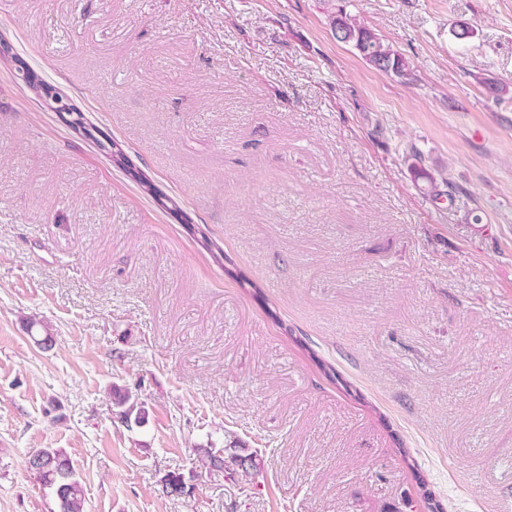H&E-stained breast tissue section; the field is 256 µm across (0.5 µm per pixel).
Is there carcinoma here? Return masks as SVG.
Masks as SVG:
<instances>
[{"mask_svg": "<svg viewBox=\"0 0 512 512\" xmlns=\"http://www.w3.org/2000/svg\"><path fill=\"white\" fill-rule=\"evenodd\" d=\"M332 24L339 33L338 40L352 45L366 64L378 71L412 80L406 59L372 29L341 12L332 19ZM199 452L200 462L206 467L223 468L229 462L245 477L257 469L255 456L241 454L237 448H225L221 454L211 448H201ZM26 465L43 486L53 491L57 512H85L84 490L66 452L56 448L36 449L28 455ZM163 489L169 496L185 497L190 494L191 487L181 474L172 473L164 479Z\"/></svg>", "mask_w": 512, "mask_h": 512, "instance_id": "1", "label": "carcinoma"}]
</instances>
